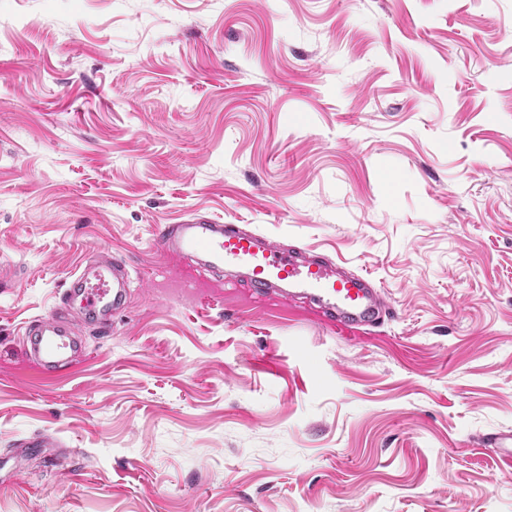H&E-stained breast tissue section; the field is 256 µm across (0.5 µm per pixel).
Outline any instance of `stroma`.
I'll return each instance as SVG.
<instances>
[{
	"label": "stroma",
	"mask_w": 512,
	"mask_h": 512,
	"mask_svg": "<svg viewBox=\"0 0 512 512\" xmlns=\"http://www.w3.org/2000/svg\"><path fill=\"white\" fill-rule=\"evenodd\" d=\"M193 214L392 311L156 253ZM95 248L127 307L42 380L24 324ZM502 430L512 0H0V512H512ZM485 448H498L499 456L507 467H512V431H503L486 436L482 440Z\"/></svg>",
	"instance_id": "1"
}]
</instances>
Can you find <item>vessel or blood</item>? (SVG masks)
I'll list each match as a JSON object with an SVG mask.
<instances>
[{"label":"vessel or blood","instance_id":"b4317fda","mask_svg":"<svg viewBox=\"0 0 512 512\" xmlns=\"http://www.w3.org/2000/svg\"><path fill=\"white\" fill-rule=\"evenodd\" d=\"M154 247L172 259L192 258L206 269L244 271L257 297L278 286L283 294L311 298L328 320L347 331L374 326L386 308L384 297L365 276L338 274L329 260L302 258L260 234L201 216L159 225ZM75 297L83 301V322L109 327L128 298L124 263L104 258L86 264L70 276L60 302L66 305ZM24 344L43 378L58 374L83 349L53 312L26 328ZM482 445L498 449L501 460L512 467L511 430L486 436Z\"/></svg>","mask_w":512,"mask_h":512}]
</instances>
